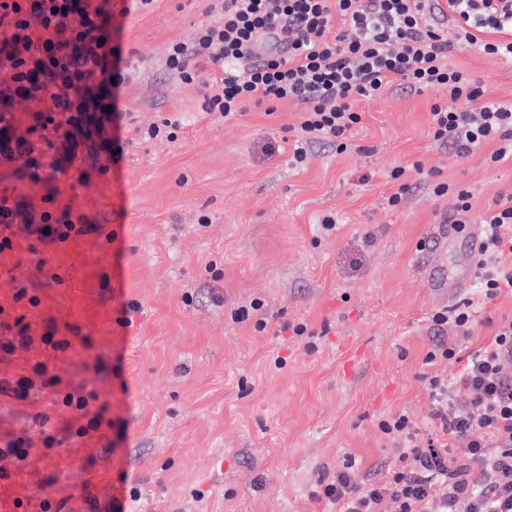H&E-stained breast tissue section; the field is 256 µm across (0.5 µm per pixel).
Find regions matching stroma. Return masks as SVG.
Listing matches in <instances>:
<instances>
[{
  "label": "stroma",
  "mask_w": 512,
  "mask_h": 512,
  "mask_svg": "<svg viewBox=\"0 0 512 512\" xmlns=\"http://www.w3.org/2000/svg\"><path fill=\"white\" fill-rule=\"evenodd\" d=\"M222 0H112V44L125 82L121 145L107 171L33 176L24 161L0 169V192L56 194L91 224L30 259L17 233L0 253V306L33 335L70 340L57 353L63 385L82 389L100 426L51 397H0V441L19 434L34 452L0 462V512H338L320 489L336 472L386 479L401 449L381 425L398 414L435 429L434 378L458 360L426 363L436 341L463 354L486 347L512 318V291L482 300L425 284L434 232L455 208L414 181L398 207L396 165H422L473 193L472 223L512 196V162L486 163L492 145L458 155L435 146L429 113L444 89L391 87L362 101L353 150L316 145L295 168L288 141L301 105L247 107L226 121L202 112L205 90L168 71L169 48L219 19ZM450 63L488 97L512 99V62L468 48ZM169 118L174 138L149 139ZM338 229L319 230L325 213ZM37 306L14 305L15 285ZM473 302L469 336L433 331L430 315ZM260 303L243 322L234 312ZM303 335H294L295 326ZM47 415L39 425L37 414Z\"/></svg>",
  "instance_id": "obj_1"
}]
</instances>
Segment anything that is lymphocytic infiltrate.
Returning <instances> with one entry per match:
<instances>
[{"label": "lymphocytic infiltrate", "mask_w": 512, "mask_h": 512, "mask_svg": "<svg viewBox=\"0 0 512 512\" xmlns=\"http://www.w3.org/2000/svg\"><path fill=\"white\" fill-rule=\"evenodd\" d=\"M110 0H0V166L24 160L29 169L54 174L76 160L112 155V124L120 118L124 76L113 64ZM447 15L445 33L437 20ZM458 47L512 60V0H224L223 14L191 40L174 44L166 66L185 84L204 85L203 110L230 119L244 105L293 101L303 106L291 141V160L301 166L311 147H352L360 125L359 102L383 96L392 85L421 92L446 88L448 100L433 106L435 145L465 154L491 143L487 162L512 160V101L485 97L478 80L448 62ZM216 65L219 77L206 68ZM50 96L53 108L34 110L26 124L14 116L20 101ZM22 195L0 193V252L11 249L12 225L34 239L31 259L44 264L45 250L70 235L89 233L82 218L61 219ZM483 248L477 263L484 298L512 289V196L496 202L482 219ZM56 351L71 343L34 339L22 318L0 320V358L33 342ZM46 363L31 375L0 379V395L27 399L55 387ZM467 391L472 400L458 404ZM439 425L420 437L406 415L383 425L400 441V469L383 482L358 484L337 472L321 490L340 512H512V320L500 323L491 343L468 355L457 380L430 382ZM466 445L453 449L452 440ZM456 453L492 473L484 485L466 472L449 473Z\"/></svg>", "instance_id": "1"}]
</instances>
